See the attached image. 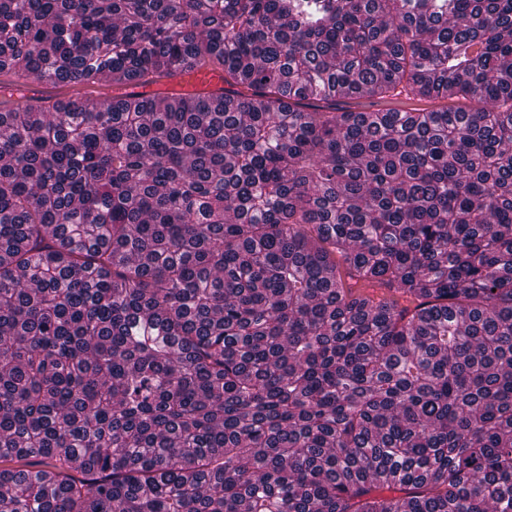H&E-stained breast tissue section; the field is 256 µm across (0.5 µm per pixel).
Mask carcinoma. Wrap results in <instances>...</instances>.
<instances>
[{
	"label": "carcinoma",
	"instance_id": "cac0c4a2",
	"mask_svg": "<svg viewBox=\"0 0 512 512\" xmlns=\"http://www.w3.org/2000/svg\"><path fill=\"white\" fill-rule=\"evenodd\" d=\"M0 96V512H512V0H0ZM165 91L159 86L139 85L131 81L123 94L131 100L143 98L161 99L170 93L188 92L217 98L224 95V79L218 72L199 68H186L177 73L172 79L165 82ZM169 90V91H167Z\"/></svg>",
	"mask_w": 512,
	"mask_h": 512
}]
</instances>
